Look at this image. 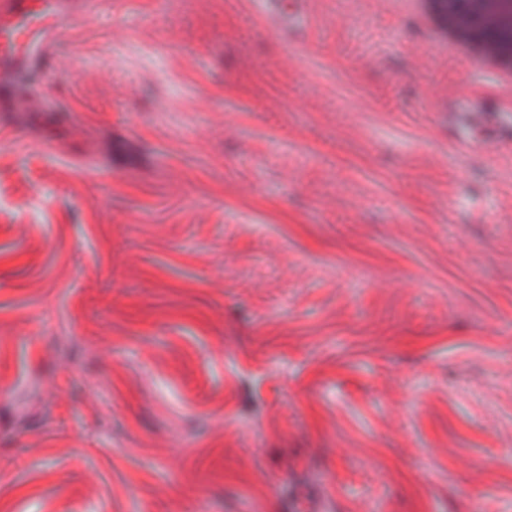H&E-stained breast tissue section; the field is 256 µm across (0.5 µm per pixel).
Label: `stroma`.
<instances>
[{
  "instance_id": "35a3bbf8",
  "label": "stroma",
  "mask_w": 512,
  "mask_h": 512,
  "mask_svg": "<svg viewBox=\"0 0 512 512\" xmlns=\"http://www.w3.org/2000/svg\"><path fill=\"white\" fill-rule=\"evenodd\" d=\"M61 2L0 80V512H512L488 74L402 0ZM447 112H469L470 115H475L478 112H502L509 116L512 120V103L510 107L505 106L501 101L498 105L495 101L478 97L476 95H468L462 99L448 103Z\"/></svg>"
}]
</instances>
